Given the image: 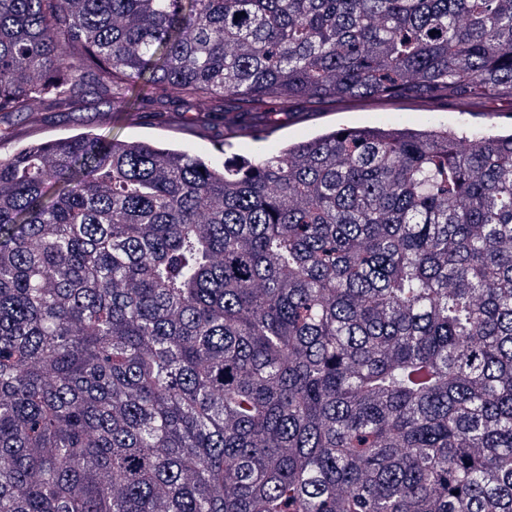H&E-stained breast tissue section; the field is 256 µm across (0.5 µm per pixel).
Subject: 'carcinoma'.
<instances>
[{
	"label": "carcinoma",
	"mask_w": 512,
	"mask_h": 512,
	"mask_svg": "<svg viewBox=\"0 0 512 512\" xmlns=\"http://www.w3.org/2000/svg\"><path fill=\"white\" fill-rule=\"evenodd\" d=\"M139 79L512 97V0H0V112ZM0 512H512V131L0 155Z\"/></svg>",
	"instance_id": "obj_1"
}]
</instances>
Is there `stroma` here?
I'll list each match as a JSON object with an SVG mask.
<instances>
[{
	"label": "stroma",
	"instance_id": "obj_1",
	"mask_svg": "<svg viewBox=\"0 0 512 512\" xmlns=\"http://www.w3.org/2000/svg\"><path fill=\"white\" fill-rule=\"evenodd\" d=\"M479 114L463 112L461 106L428 105L403 100H381L343 105L331 101L297 100L258 114L246 111L233 98L216 101L208 113L197 111L189 100L175 102L156 97L146 109L117 112L95 96L60 107L41 101L32 112H0V154L13 153L33 143L91 131L121 139L172 144L221 165L240 159H258L280 154L291 143L312 139L322 132L358 126H394L422 129L431 125L455 130L493 132L487 115L512 113V99H483ZM266 126L268 135L257 138L233 135L230 124Z\"/></svg>",
	"mask_w": 512,
	"mask_h": 512
}]
</instances>
